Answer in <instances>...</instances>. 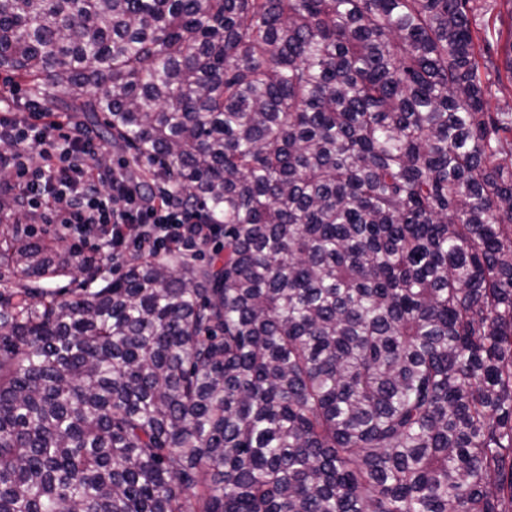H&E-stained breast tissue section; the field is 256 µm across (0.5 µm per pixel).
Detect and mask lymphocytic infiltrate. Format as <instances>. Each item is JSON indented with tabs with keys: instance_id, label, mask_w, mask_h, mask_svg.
I'll list each match as a JSON object with an SVG mask.
<instances>
[{
	"instance_id": "lymphocytic-infiltrate-1",
	"label": "lymphocytic infiltrate",
	"mask_w": 512,
	"mask_h": 512,
	"mask_svg": "<svg viewBox=\"0 0 512 512\" xmlns=\"http://www.w3.org/2000/svg\"><path fill=\"white\" fill-rule=\"evenodd\" d=\"M14 108L13 98L0 96V141L11 145L0 153V170L10 174L0 183V196L42 212L71 239L78 262L96 263L95 254L85 250L93 239L112 252L130 244L159 255L192 256L220 233L180 193L157 196L149 183L132 184L121 172L91 168L88 161L101 153V145L58 113L33 103L21 115ZM34 146L41 163L32 167L27 153Z\"/></svg>"
}]
</instances>
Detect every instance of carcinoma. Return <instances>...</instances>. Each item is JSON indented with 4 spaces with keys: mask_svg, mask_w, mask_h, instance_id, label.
<instances>
[{
    "mask_svg": "<svg viewBox=\"0 0 512 512\" xmlns=\"http://www.w3.org/2000/svg\"><path fill=\"white\" fill-rule=\"evenodd\" d=\"M500 1L0 0V70L224 225L116 280L0 232V512H512Z\"/></svg>",
    "mask_w": 512,
    "mask_h": 512,
    "instance_id": "cac0c4a2",
    "label": "carcinoma"
}]
</instances>
